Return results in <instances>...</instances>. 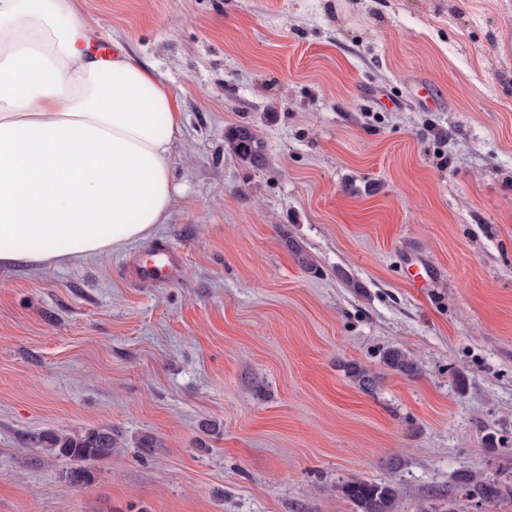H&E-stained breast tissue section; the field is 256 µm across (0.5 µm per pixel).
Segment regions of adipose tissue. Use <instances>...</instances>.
I'll list each match as a JSON object with an SVG mask.
<instances>
[{
	"mask_svg": "<svg viewBox=\"0 0 512 512\" xmlns=\"http://www.w3.org/2000/svg\"><path fill=\"white\" fill-rule=\"evenodd\" d=\"M72 0H0V268L76 262L166 223L180 105Z\"/></svg>",
	"mask_w": 512,
	"mask_h": 512,
	"instance_id": "1",
	"label": "adipose tissue"
}]
</instances>
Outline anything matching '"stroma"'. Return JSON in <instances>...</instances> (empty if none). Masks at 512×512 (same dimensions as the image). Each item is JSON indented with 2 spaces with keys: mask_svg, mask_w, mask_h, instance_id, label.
Listing matches in <instances>:
<instances>
[{
  "mask_svg": "<svg viewBox=\"0 0 512 512\" xmlns=\"http://www.w3.org/2000/svg\"><path fill=\"white\" fill-rule=\"evenodd\" d=\"M76 5L177 95L179 195L150 239L0 269V512H353L351 479L512 512L464 490L512 488V0ZM160 245L178 277L137 280ZM95 428L117 448L81 485L34 443ZM224 145L237 159L250 167H263L266 149L263 141L246 125L231 127L224 132ZM383 363L389 369L406 377L411 378L419 374L417 362L401 348H391L385 352ZM464 485L469 496L479 497L483 500L494 501L501 495L500 488L494 482L477 480L473 474L465 478Z\"/></svg>",
  "mask_w": 512,
  "mask_h": 512,
  "instance_id": "1",
  "label": "stroma"
}]
</instances>
